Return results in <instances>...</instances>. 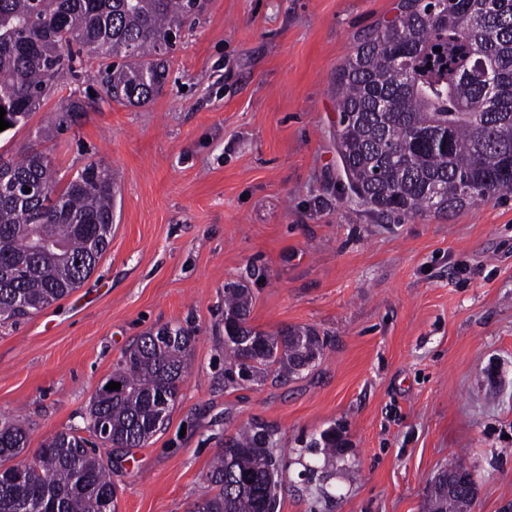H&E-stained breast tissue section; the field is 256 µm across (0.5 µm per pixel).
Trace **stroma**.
<instances>
[{"instance_id":"1","label":"stroma","mask_w":512,"mask_h":512,"mask_svg":"<svg viewBox=\"0 0 512 512\" xmlns=\"http://www.w3.org/2000/svg\"><path fill=\"white\" fill-rule=\"evenodd\" d=\"M400 0H208L168 56L164 93L92 100L93 63L0 153H47L60 182L89 162L115 179L112 237L93 274L16 325L0 324V427L28 452L85 429L98 385L143 334L193 332L191 373L162 432L112 455L118 512H193L240 425L275 429L276 512H425L457 458L472 512H512V197L448 216L384 219L349 190L336 151V72ZM89 107L55 129L69 96ZM249 323L323 334L299 375L228 373L224 286ZM341 430L345 451L312 441Z\"/></svg>"}]
</instances>
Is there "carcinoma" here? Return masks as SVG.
Segmentation results:
<instances>
[{"instance_id": "carcinoma-1", "label": "carcinoma", "mask_w": 512, "mask_h": 512, "mask_svg": "<svg viewBox=\"0 0 512 512\" xmlns=\"http://www.w3.org/2000/svg\"><path fill=\"white\" fill-rule=\"evenodd\" d=\"M206 0H0V107L15 128L46 104L84 59L98 61L99 99L148 103L166 84V56ZM441 51L436 52L434 48ZM336 150L349 189L386 217L447 215L512 195V0H403L399 15L362 36L336 72ZM68 98L53 116L74 122ZM37 149L0 153V316L17 323L78 288L107 249L112 169L91 162L57 191ZM30 192H25V189ZM45 236L59 245L34 251ZM251 289L224 286L228 370L292 376L324 340L309 326L267 333L249 325ZM193 332L165 326L141 336L98 387L87 430L115 450L165 429L189 374ZM121 388L106 389L109 382ZM275 430L241 429L224 441L195 512H268L282 469ZM27 432L0 428V512H117L112 467L75 430L25 453ZM432 480L427 512H458Z\"/></svg>"}]
</instances>
